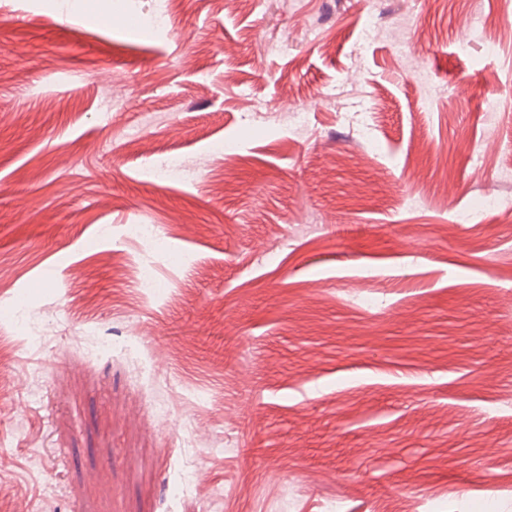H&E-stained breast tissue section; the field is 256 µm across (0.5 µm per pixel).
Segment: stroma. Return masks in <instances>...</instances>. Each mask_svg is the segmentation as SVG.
<instances>
[{
  "mask_svg": "<svg viewBox=\"0 0 512 512\" xmlns=\"http://www.w3.org/2000/svg\"><path fill=\"white\" fill-rule=\"evenodd\" d=\"M0 401V512H512V0H0Z\"/></svg>",
  "mask_w": 512,
  "mask_h": 512,
  "instance_id": "1",
  "label": "stroma"
}]
</instances>
